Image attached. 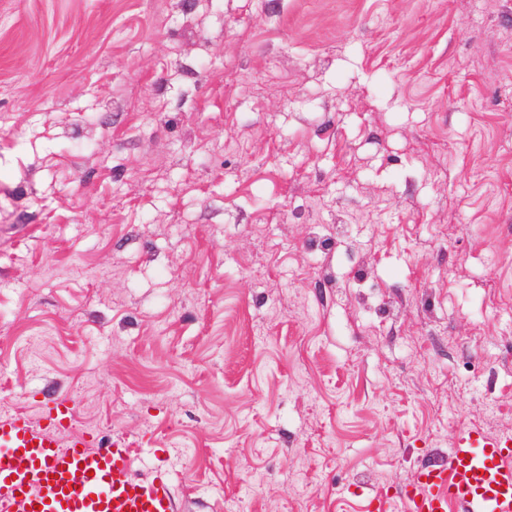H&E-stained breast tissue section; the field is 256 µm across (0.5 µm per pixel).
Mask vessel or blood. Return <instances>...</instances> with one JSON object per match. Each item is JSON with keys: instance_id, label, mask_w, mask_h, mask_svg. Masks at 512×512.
Here are the masks:
<instances>
[{"instance_id": "obj_1", "label": "vessel or blood", "mask_w": 512, "mask_h": 512, "mask_svg": "<svg viewBox=\"0 0 512 512\" xmlns=\"http://www.w3.org/2000/svg\"><path fill=\"white\" fill-rule=\"evenodd\" d=\"M73 403L48 404L41 428L0 418V512H177L170 478L133 472L136 450L117 437L73 434ZM370 512H512V439L464 430L447 459L418 470L398 495L371 499Z\"/></svg>"}]
</instances>
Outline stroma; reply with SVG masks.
I'll return each instance as SVG.
<instances>
[{
  "label": "stroma",
  "mask_w": 512,
  "mask_h": 512,
  "mask_svg": "<svg viewBox=\"0 0 512 512\" xmlns=\"http://www.w3.org/2000/svg\"><path fill=\"white\" fill-rule=\"evenodd\" d=\"M61 394L180 512L512 437V0H0V408Z\"/></svg>",
  "instance_id": "obj_1"
}]
</instances>
